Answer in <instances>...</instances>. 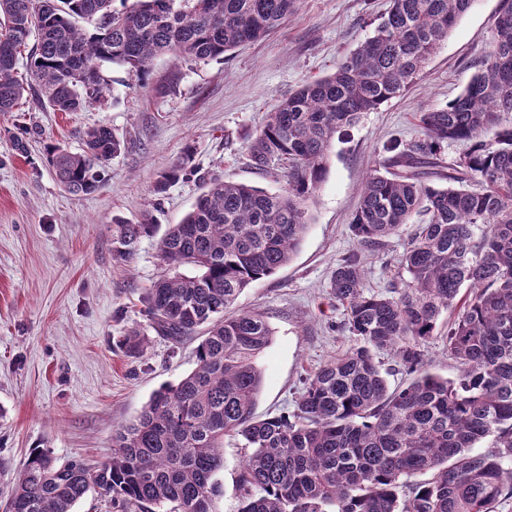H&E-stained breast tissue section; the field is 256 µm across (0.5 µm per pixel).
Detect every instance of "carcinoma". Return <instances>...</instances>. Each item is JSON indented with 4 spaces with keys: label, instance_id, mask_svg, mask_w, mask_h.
I'll list each match as a JSON object with an SVG mask.
<instances>
[{
    "label": "carcinoma",
    "instance_id": "1",
    "mask_svg": "<svg viewBox=\"0 0 512 512\" xmlns=\"http://www.w3.org/2000/svg\"><path fill=\"white\" fill-rule=\"evenodd\" d=\"M299 3L132 0L116 10L112 0H0V112L26 99L55 112L101 105L103 65L142 75L158 55L222 58L268 36ZM470 6L391 0L373 35L334 73L267 113L247 160L257 174L285 181L282 192L211 183L158 242L164 263L196 273L158 280L142 297L155 333L174 344L208 325L196 369L161 386L134 421L115 429L112 456L94 467L32 449L8 512H73L91 490L115 512H220L226 436L248 450L236 483L240 512H496L512 496V128L496 129V114L512 112V0H503L490 49L462 94L421 113V135L386 144L389 170L367 176L349 223L357 242L424 217L401 260L409 280L392 296L370 295L358 256L336 264L330 294L345 308L352 343L305 381L292 416L255 414L268 322L224 315L297 251L336 135L405 91ZM39 136L17 126L12 150L28 156ZM459 140L470 150L444 173L442 145ZM121 149L112 128L100 125L86 133L82 152L47 143L42 161L66 192L90 195ZM197 172L188 148L152 193L160 201ZM156 230L149 213L136 223L114 218V258L129 260ZM448 311L454 318L443 340L453 379L425 359ZM381 349L417 377L389 389ZM488 437L492 448L476 450ZM424 474L430 478L415 480Z\"/></svg>",
    "mask_w": 512,
    "mask_h": 512
}]
</instances>
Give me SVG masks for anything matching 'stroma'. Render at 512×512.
I'll use <instances>...</instances> for the list:
<instances>
[{"label":"stroma","mask_w":512,"mask_h":512,"mask_svg":"<svg viewBox=\"0 0 512 512\" xmlns=\"http://www.w3.org/2000/svg\"><path fill=\"white\" fill-rule=\"evenodd\" d=\"M389 8L390 0H301L270 36L225 58L196 64L164 55L143 77L103 66L104 105L68 115L29 104L0 113V512L32 449L103 461L113 431L162 384L196 367L197 339L171 345L143 313L145 289L173 273L159 259L157 237L143 239L130 261L117 260L113 218L134 222L151 211L160 226L180 223L215 180L282 191L284 181L249 167L252 135L278 100L333 73ZM499 8L500 0H473L415 82L336 140L291 262L239 296L234 312L263 315L273 332L260 358L257 416L293 413L305 379L349 345L343 309L330 295L337 263L360 255L370 294L407 281L399 264L407 232L361 245L348 228L351 213L366 175L386 158L384 144L420 135V113L444 107L477 73ZM17 123L42 131L26 158L14 155L7 135ZM100 124L124 147L99 190L68 194L42 163L43 147L52 141L81 151L87 130ZM188 148L198 174L155 203V178ZM132 335L144 341L136 355L122 346ZM244 460L239 442L225 438L220 512L240 510L234 484Z\"/></svg>","instance_id":"35a3bbf8"}]
</instances>
